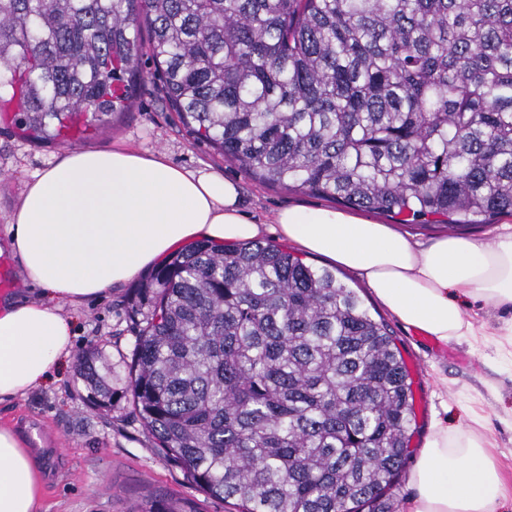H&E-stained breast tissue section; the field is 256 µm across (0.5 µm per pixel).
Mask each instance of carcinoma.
Returning a JSON list of instances; mask_svg holds the SVG:
<instances>
[{
	"label": "carcinoma",
	"instance_id": "cac0c4a2",
	"mask_svg": "<svg viewBox=\"0 0 512 512\" xmlns=\"http://www.w3.org/2000/svg\"><path fill=\"white\" fill-rule=\"evenodd\" d=\"M246 174L406 223L512 214V0H0V99L39 135L123 112L141 72ZM133 410L237 512H392L415 422L385 325L334 273L197 242L128 300ZM112 410V362L79 360Z\"/></svg>",
	"mask_w": 512,
	"mask_h": 512
}]
</instances>
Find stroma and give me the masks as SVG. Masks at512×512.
I'll list each match as a JSON object with an SVG mask.
<instances>
[{
  "label": "stroma",
  "mask_w": 512,
  "mask_h": 512,
  "mask_svg": "<svg viewBox=\"0 0 512 512\" xmlns=\"http://www.w3.org/2000/svg\"><path fill=\"white\" fill-rule=\"evenodd\" d=\"M139 67L143 77L132 106L94 123L84 135L35 141L13 126L11 116H0V231L33 175L76 149L162 151L178 166L224 174L238 183L244 212L262 223L286 206H328V199L308 190L269 186L199 142L165 100L149 54L141 55ZM336 276L387 325L404 357L417 423L412 453L420 452L435 419L452 429L478 426L493 445L506 486L496 512H512V338L507 335L512 310L460 297L475 333L450 342L449 352L441 353L389 313L357 273L340 268ZM132 292L128 285L79 307H65L75 334L70 355L43 385L19 400L0 403V424L19 430L41 459L40 512H141L159 497L187 504L193 512H235L232 504L189 482L133 414L126 391L135 343L126 312ZM92 346L102 348L112 361V385L119 396L109 412L88 404L75 378L82 353Z\"/></svg>",
  "instance_id": "1"
}]
</instances>
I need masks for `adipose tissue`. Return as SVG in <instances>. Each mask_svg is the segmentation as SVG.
Listing matches in <instances>:
<instances>
[{"label": "adipose tissue", "mask_w": 512, "mask_h": 512, "mask_svg": "<svg viewBox=\"0 0 512 512\" xmlns=\"http://www.w3.org/2000/svg\"><path fill=\"white\" fill-rule=\"evenodd\" d=\"M308 256L355 271L402 323L440 343L472 335L458 299L512 307V230L490 244L447 235L425 245L386 224L329 208L285 207L272 224L250 219L240 189L215 171L163 153L73 150L28 182L4 245L38 296L0 307V402L26 396L70 352L64 305L128 283L177 248L266 233ZM408 512H495L502 477L488 439L435 422L410 474ZM38 460L0 426V512H36Z\"/></svg>", "instance_id": "obj_1"}]
</instances>
